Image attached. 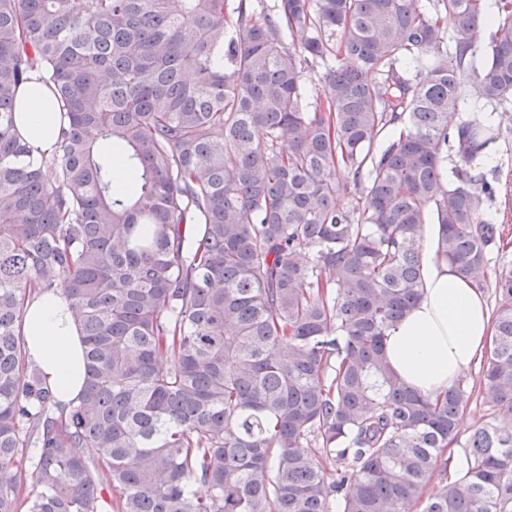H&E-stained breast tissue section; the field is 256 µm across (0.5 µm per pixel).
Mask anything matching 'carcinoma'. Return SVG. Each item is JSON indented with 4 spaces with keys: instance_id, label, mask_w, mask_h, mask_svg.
<instances>
[{
    "instance_id": "1",
    "label": "carcinoma",
    "mask_w": 512,
    "mask_h": 512,
    "mask_svg": "<svg viewBox=\"0 0 512 512\" xmlns=\"http://www.w3.org/2000/svg\"><path fill=\"white\" fill-rule=\"evenodd\" d=\"M494 6L241 0L231 23L226 0H0V512H410L451 446L461 476L423 512H512V268L493 282L491 416L467 437L462 383L419 394L385 356L421 297L422 225L487 286L496 190L467 162L491 116L451 118L467 94L512 103V0ZM310 58L334 61L312 111ZM35 74L67 117L39 163L14 133ZM42 291L83 332L64 406L21 332Z\"/></svg>"
}]
</instances>
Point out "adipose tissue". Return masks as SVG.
I'll return each mask as SVG.
<instances>
[{
	"instance_id": "obj_1",
	"label": "adipose tissue",
	"mask_w": 512,
	"mask_h": 512,
	"mask_svg": "<svg viewBox=\"0 0 512 512\" xmlns=\"http://www.w3.org/2000/svg\"><path fill=\"white\" fill-rule=\"evenodd\" d=\"M60 109L48 88L31 80L19 88L15 127L38 162L57 146ZM423 293L390 331L386 360L407 385L425 394L447 389L477 362L493 333L482 292L437 259L434 246L422 253ZM30 360L42 371L58 400L74 401L83 389L82 334L64 295L36 293L22 323Z\"/></svg>"
}]
</instances>
